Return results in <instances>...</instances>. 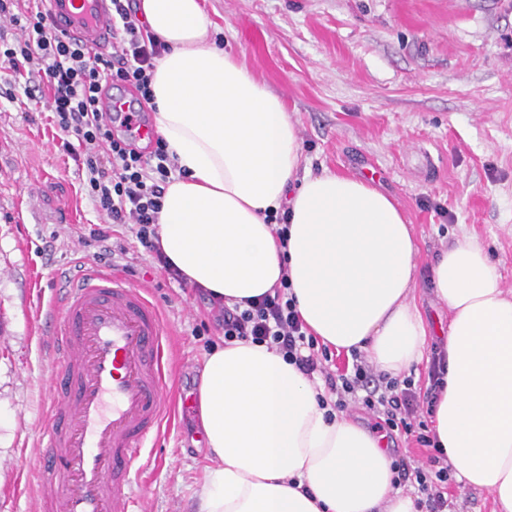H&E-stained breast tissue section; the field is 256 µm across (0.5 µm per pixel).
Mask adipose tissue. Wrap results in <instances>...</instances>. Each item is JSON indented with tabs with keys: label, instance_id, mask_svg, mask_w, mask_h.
<instances>
[{
	"label": "adipose tissue",
	"instance_id": "1",
	"mask_svg": "<svg viewBox=\"0 0 512 512\" xmlns=\"http://www.w3.org/2000/svg\"><path fill=\"white\" fill-rule=\"evenodd\" d=\"M165 44L151 81L154 125L177 174L157 244L185 282L233 305L288 277L309 331L367 354L398 378L417 370L427 329L411 300L417 248L404 212L374 181L302 172L282 99L210 40L201 0H137ZM286 214L279 242L272 216ZM448 309L444 385L433 431L457 483L512 512V291L474 240L431 267ZM295 365L235 341L203 362L197 393L210 463L198 512H416L394 483L385 434L328 415Z\"/></svg>",
	"mask_w": 512,
	"mask_h": 512
}]
</instances>
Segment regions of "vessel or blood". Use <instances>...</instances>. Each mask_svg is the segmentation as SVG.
<instances>
[{"instance_id": "1", "label": "vessel or blood", "mask_w": 512, "mask_h": 512, "mask_svg": "<svg viewBox=\"0 0 512 512\" xmlns=\"http://www.w3.org/2000/svg\"><path fill=\"white\" fill-rule=\"evenodd\" d=\"M46 9L89 48H111L112 0H46ZM46 314L60 372L39 493L48 512H135L134 463L175 402L160 314L144 290L96 268Z\"/></svg>"}]
</instances>
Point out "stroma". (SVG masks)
Here are the masks:
<instances>
[{"label": "stroma", "mask_w": 512, "mask_h": 512, "mask_svg": "<svg viewBox=\"0 0 512 512\" xmlns=\"http://www.w3.org/2000/svg\"><path fill=\"white\" fill-rule=\"evenodd\" d=\"M229 43L286 103L312 172L374 173L412 226L414 298L442 345L429 280L438 253L473 237L512 290V0H203ZM0 66V512H43L41 410L52 329L41 312L84 265L129 269L170 331L166 370L196 395L223 337L197 289L167 278L127 228L107 225L47 112ZM207 463L195 410L175 409L137 466L144 512H195Z\"/></svg>", "instance_id": "1"}]
</instances>
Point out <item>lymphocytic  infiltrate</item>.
Wrapping results in <instances>:
<instances>
[{"mask_svg": "<svg viewBox=\"0 0 512 512\" xmlns=\"http://www.w3.org/2000/svg\"><path fill=\"white\" fill-rule=\"evenodd\" d=\"M112 14L120 33L108 54L92 52L71 39L51 22L41 0H0V19L20 28L13 41L0 43V59L8 65L15 84L28 99L44 104L52 122L64 134L63 153L87 173L88 195L96 209L111 224L128 227L170 278V268L154 242L156 224L173 165L163 139L140 150L135 142L114 135L104 107L109 88L130 91L135 108L120 119L122 128L140 120L138 103L150 100L154 62L162 46L136 16L131 0H112ZM288 278H281L272 293L250 302L247 308L228 307L210 301L225 342L235 340L264 344L283 355L306 376L323 375L334 394L335 410H364L386 434H400L429 449L426 462L415 465L395 458L392 469L397 485L417 488L422 512H450L447 496L450 473L445 455L423 418V409L433 406L444 373L443 351L432 353L428 371L430 385L421 390L413 377L398 380L376 371L359 351H352V365L339 372L328 369L330 357L316 336L308 333L289 296Z\"/></svg>", "mask_w": 512, "mask_h": 512, "instance_id": "obj_1", "label": "lymphocytic infiltrate"}]
</instances>
